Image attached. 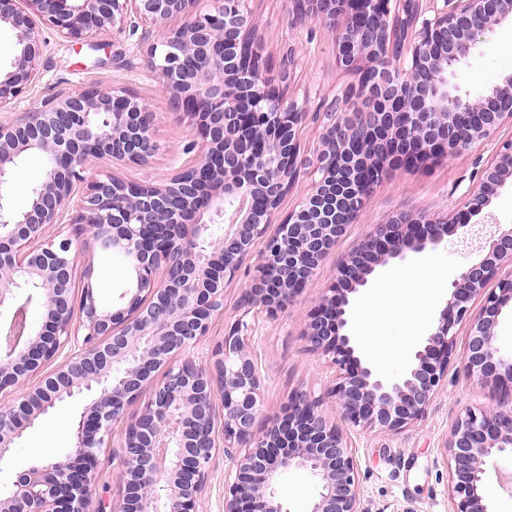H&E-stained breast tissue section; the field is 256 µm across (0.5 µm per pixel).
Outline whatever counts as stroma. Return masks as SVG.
I'll use <instances>...</instances> for the list:
<instances>
[{
  "mask_svg": "<svg viewBox=\"0 0 512 512\" xmlns=\"http://www.w3.org/2000/svg\"><path fill=\"white\" fill-rule=\"evenodd\" d=\"M246 7L262 20L259 52L267 65L273 85L288 100L297 102L312 117L302 128L305 157H312L322 124L315 112L324 109L350 77L336 65V43L323 24L290 26L288 0H245ZM142 29L125 22L122 32L96 33L81 40L64 39L45 30V46L39 63V77L17 104L15 112H0V121L12 120L14 113L29 111L58 92L75 88H126L145 99L155 114V140L159 146L145 166L103 165L97 176L116 175L128 182L163 181L191 157L185 144L197 134L187 119L181 118L164 97L147 61L141 43ZM303 54L291 58V48ZM512 73V24L498 28L490 44L479 46L460 70V81L472 93H481ZM512 139V125H504L489 141L444 164L412 171L394 169L371 194L359 223L349 225L322 262L321 269L304 293L291 299L276 317L254 309L244 311L241 295L262 261L253 251L243 261L236 277L224 287V312L214 319L208 336L194 349L197 358H206L239 318H246L251 351L265 385V406L254 429L263 431L270 419L280 413L289 395L303 392L322 396L335 369L327 357L311 350L304 329L316 300L334 280L337 268L350 250L364 240L374 225L401 212L429 216L461 208L460 197L477 182L478 158L490 157L498 145ZM449 267L440 277V296L430 307L424 329L436 322L452 281L465 263L469 248L462 235L449 237L442 244ZM129 280L122 258L94 250L90 278L76 277V287L91 284L104 304H112ZM501 392L493 386H480L467 376L461 363L448 368L445 386L424 417L396 433H378L360 428L348 429L347 437L357 465L358 493L362 512H451L448 495V465L444 445L455 421L476 405L495 404ZM84 400L71 399L57 404L28 428L9 459L0 462V490L16 472L35 463L63 454L72 441V421L82 412ZM512 476V457L503 455L487 463L483 484L492 499L494 512H512V491L503 485ZM277 498L287 512H305L314 496L312 477L292 471L275 487Z\"/></svg>",
  "mask_w": 512,
  "mask_h": 512,
  "instance_id": "stroma-1",
  "label": "stroma"
}]
</instances>
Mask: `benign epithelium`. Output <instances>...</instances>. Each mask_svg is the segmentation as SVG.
<instances>
[{"label": "benign epithelium", "instance_id": "1", "mask_svg": "<svg viewBox=\"0 0 512 512\" xmlns=\"http://www.w3.org/2000/svg\"><path fill=\"white\" fill-rule=\"evenodd\" d=\"M0 0V24L16 35L10 67L0 72V112L37 79L42 26L80 39L134 17L149 25L142 40L162 93L189 119L199 142L192 162L167 181L127 183L92 176L101 163L145 166L157 150L153 112L135 93L61 92L17 118L0 121V308L13 306L22 343L0 345V461L24 430L57 403L88 394L71 448L16 473L0 490V512H106L92 507L100 456L112 451L123 489L112 512H199L218 450L236 461L224 483V512H283L273 486L293 470L317 478L306 512H362L353 450L341 424L380 433L420 420L456 357L454 328L468 324L461 360L480 385L512 392V355L501 354L497 327L512 303V225L484 212L512 181V140L501 143L464 193V212H404L374 226L339 265L304 331L310 348L331 358L336 378L324 397L288 396L282 414L257 434L264 387L239 319L206 361L174 357L208 335L224 311V283L263 246V263L241 306L272 316L301 294L345 225L359 221L374 185L394 165L442 163L512 124V74L474 96L458 74L473 51L505 21L512 0H289L290 21L328 24L337 63L351 82L324 112L316 172L308 195L279 220L281 200L302 167L300 130L308 112L276 92L258 55L260 21L244 0ZM166 27L164 38L150 31ZM24 155L42 176L29 207L16 210L8 182ZM84 192L77 193V186ZM71 214L70 232L51 230ZM483 215L491 229L452 283L437 323L417 346L407 373L392 381L356 355L349 334L350 295L376 267L438 248ZM227 224L215 237L210 225ZM277 224L274 236L266 229ZM112 244L134 278L119 302L103 306L90 287L73 294L77 247ZM482 299L478 311L472 303ZM37 302L44 322L27 310ZM64 359L47 374L43 368ZM138 412L128 408L144 391ZM224 407L217 439L213 401ZM333 400L340 422L330 420ZM449 452L453 512H493L483 466L512 455V400L479 406L455 423Z\"/></svg>", "mask_w": 512, "mask_h": 512}]
</instances>
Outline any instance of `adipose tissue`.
<instances>
[{
    "label": "adipose tissue",
    "instance_id": "obj_1",
    "mask_svg": "<svg viewBox=\"0 0 512 512\" xmlns=\"http://www.w3.org/2000/svg\"><path fill=\"white\" fill-rule=\"evenodd\" d=\"M404 277L410 287L398 292L391 283L372 289L360 307L359 334L364 347L375 364L388 370L400 365L410 346L412 336L422 322L428 306L435 300L438 291L425 287L426 270H406ZM407 309L410 322L403 335L386 336L384 326L391 314L398 309Z\"/></svg>",
    "mask_w": 512,
    "mask_h": 512
}]
</instances>
